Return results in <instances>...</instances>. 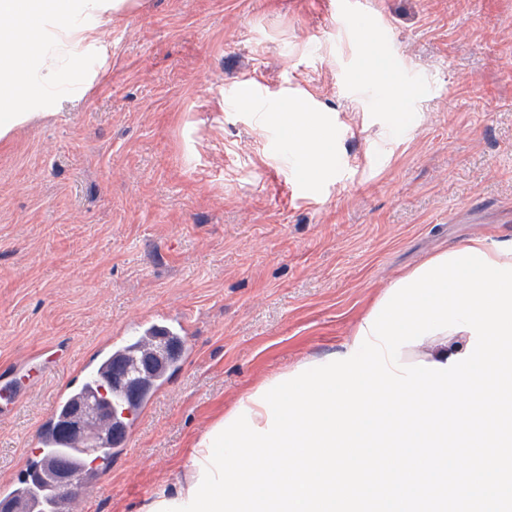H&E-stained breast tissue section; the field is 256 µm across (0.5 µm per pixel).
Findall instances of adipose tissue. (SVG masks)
<instances>
[{
	"label": "adipose tissue",
	"instance_id": "obj_1",
	"mask_svg": "<svg viewBox=\"0 0 512 512\" xmlns=\"http://www.w3.org/2000/svg\"><path fill=\"white\" fill-rule=\"evenodd\" d=\"M139 0H0V141L29 122L34 110L48 108V95L25 94L30 74L47 79L54 75V61L43 46L53 42L70 50L90 48L100 42L102 28L113 15L137 7ZM27 23L18 34L17 20ZM469 332L446 331L424 338L422 344L402 349L406 363L423 360L446 362L464 353Z\"/></svg>",
	"mask_w": 512,
	"mask_h": 512
}]
</instances>
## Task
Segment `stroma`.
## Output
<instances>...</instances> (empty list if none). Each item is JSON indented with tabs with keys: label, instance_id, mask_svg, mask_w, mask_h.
<instances>
[{
	"label": "stroma",
	"instance_id": "1",
	"mask_svg": "<svg viewBox=\"0 0 512 512\" xmlns=\"http://www.w3.org/2000/svg\"><path fill=\"white\" fill-rule=\"evenodd\" d=\"M141 0L65 53L0 143V489L56 394L147 314L192 351L73 512L174 489L193 435L270 374L342 351L427 256L512 242V0ZM382 81L363 80L367 69ZM326 141L312 170L288 100ZM474 247V248H477V249H480L483 253H486L487 256H488V259L489 260H493L494 262H498L499 265L501 264L504 265V263H507V266L511 265L512 266V245L511 244H508V245H499V244H496L492 241H489L488 238L486 237H481V238H472V239H468L460 244H457L451 248H449L448 250H445V251H441V252H438V253H435L433 255H431L429 258H427L425 261H423L422 263L418 264L417 266L415 267H412L408 270H405L403 272H401L386 288H384L377 296L376 298L374 299V301L372 302V304L370 305V307L367 309V311L362 315V317L360 318L359 322L357 323L354 331H353V337L344 345V350L340 353V355H344V354H347V352H349L348 354H350V351L352 350L351 348L355 349L353 347L354 345V340L358 331L360 330V327L361 325L364 326L367 331V334H368V337L370 338V340H372V344L377 342V343H380L383 347V350H384V357L387 361V365H388V368H390L393 372L399 374V375H404V376H407V374H404V373H400L399 371L395 370V366H391L388 360V355H387V349L385 348L384 344L382 342H380L379 340H376L374 338V335L376 333H374V335H370L371 333H369V329L367 328V321H366V318L368 317V315H372V309H376V304L383 298V296L385 295V293L388 291V289L394 285L395 282H397L398 280L400 279H403L405 278L406 276H411V274L419 267L423 268V264H425L427 261H431V259H435L437 256H440V255H445L446 253L449 254L453 251H457V250H462L464 249L465 247ZM446 254V255H447ZM440 257H443V256H440ZM415 273V272H414ZM383 300V299H382ZM365 331V332H366ZM378 344V345H380ZM380 345V346H381ZM395 368V369H393ZM396 374V375H397Z\"/></svg>",
	"mask_w": 512,
	"mask_h": 512
}]
</instances>
